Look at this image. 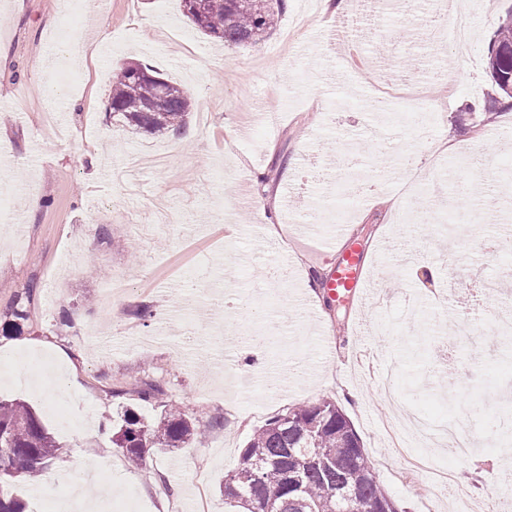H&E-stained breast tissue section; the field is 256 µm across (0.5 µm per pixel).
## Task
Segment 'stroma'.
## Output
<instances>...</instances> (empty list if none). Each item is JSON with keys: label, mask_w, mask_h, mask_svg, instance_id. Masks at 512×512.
I'll return each instance as SVG.
<instances>
[{"label": "stroma", "mask_w": 512, "mask_h": 512, "mask_svg": "<svg viewBox=\"0 0 512 512\" xmlns=\"http://www.w3.org/2000/svg\"><path fill=\"white\" fill-rule=\"evenodd\" d=\"M443 3L388 15L382 38L356 2L358 24L334 51L330 0L289 40L302 0H286L273 32L247 46L198 33L180 0H92L77 21L71 0H0V195L26 226L19 235L0 220V322L18 292L36 288L21 330L0 335V400L34 408L59 445L42 480L54 495L20 478L1 492L28 512H60L90 466L115 478L107 512H162L194 496L203 470L215 512H230L221 486L253 430L323 398L347 414L402 512L458 504L404 472L378 429L393 411L457 424L468 456L445 444L414 454L452 465L476 500L495 492L512 467L498 422L512 403L499 337L512 308V187L501 186L512 136L493 133L512 129V111H485L497 89L484 59L512 0L473 5L469 60L429 38L448 20ZM103 20L112 37L102 43ZM77 42L79 63L66 57ZM119 62L187 91L181 134L108 119ZM382 68L392 92L429 81L427 104L375 111L370 80ZM434 150L445 164L394 223L383 203L390 172ZM262 175L293 209L255 205ZM340 224L352 228L346 244L316 252ZM348 245L364 255L367 287L388 296L380 311L308 286L311 274L332 277ZM477 278L495 285L479 301L468 289ZM259 334L270 343L252 363ZM136 376L159 385V398L126 392ZM171 401L206 429L203 444L150 449L137 468L94 426L123 406L157 419Z\"/></svg>", "instance_id": "obj_1"}]
</instances>
